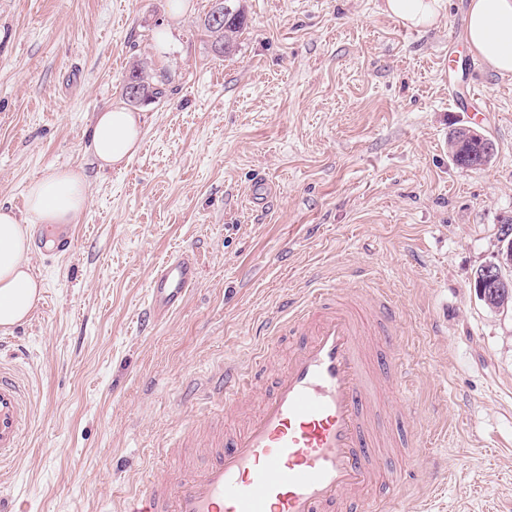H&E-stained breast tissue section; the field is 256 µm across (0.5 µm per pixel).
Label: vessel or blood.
Wrapping results in <instances>:
<instances>
[{
    "instance_id": "1",
    "label": "vessel or blood",
    "mask_w": 512,
    "mask_h": 512,
    "mask_svg": "<svg viewBox=\"0 0 512 512\" xmlns=\"http://www.w3.org/2000/svg\"><path fill=\"white\" fill-rule=\"evenodd\" d=\"M43 240L52 253L71 252L72 227L56 226ZM199 281L194 251L159 261L148 284L145 327L177 313ZM400 319V307L381 289L345 295L322 284L305 306L281 303L266 331L291 337L293 346L245 426L186 476L163 485L152 479L127 494L120 512H392L391 501L370 493L389 438L368 411L382 401V377L395 388L396 408L413 409V368L395 347L374 371L363 338L370 321L393 339ZM267 358L263 350L250 370L232 364L215 372L204 388L215 410L251 398L265 380ZM27 387L14 365L0 363V467L19 453L32 423Z\"/></svg>"
}]
</instances>
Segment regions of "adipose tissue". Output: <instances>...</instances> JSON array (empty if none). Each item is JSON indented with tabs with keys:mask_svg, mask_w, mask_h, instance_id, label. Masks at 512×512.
<instances>
[{
	"mask_svg": "<svg viewBox=\"0 0 512 512\" xmlns=\"http://www.w3.org/2000/svg\"><path fill=\"white\" fill-rule=\"evenodd\" d=\"M386 12L412 27L437 22L443 0H385ZM465 41L487 68L512 75V0H471ZM143 117L121 106L95 112L90 121V151L99 168L126 164L139 150ZM88 187L79 169L50 167L30 182L24 208L0 206V329L24 322L39 302L43 284L33 274L32 228L74 224L87 207Z\"/></svg>",
	"mask_w": 512,
	"mask_h": 512,
	"instance_id": "ef3b65f1",
	"label": "adipose tissue"
}]
</instances>
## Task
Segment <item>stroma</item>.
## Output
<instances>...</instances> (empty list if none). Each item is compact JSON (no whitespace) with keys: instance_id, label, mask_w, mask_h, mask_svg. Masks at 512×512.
Returning a JSON list of instances; mask_svg holds the SVG:
<instances>
[{"instance_id":"stroma-1","label":"stroma","mask_w":512,"mask_h":512,"mask_svg":"<svg viewBox=\"0 0 512 512\" xmlns=\"http://www.w3.org/2000/svg\"><path fill=\"white\" fill-rule=\"evenodd\" d=\"M0 0V205L22 208L48 167L84 170L88 205L65 258L34 252L43 299L0 331L32 356L36 423L0 475L14 512H118L151 474L184 476L216 432L192 383L266 346V319L317 281L360 279L402 309L422 451L401 457L394 512H512V311L469 281L512 218V76L475 60L469 0L412 28L384 0H245L248 26L218 55L215 0ZM144 65L160 97L136 104L139 152L101 171L94 112L124 104ZM473 67L476 111L453 96ZM470 125L490 165L463 170L446 140ZM274 189L254 206L255 184ZM197 252L185 306L142 331L154 265Z\"/></svg>"}]
</instances>
